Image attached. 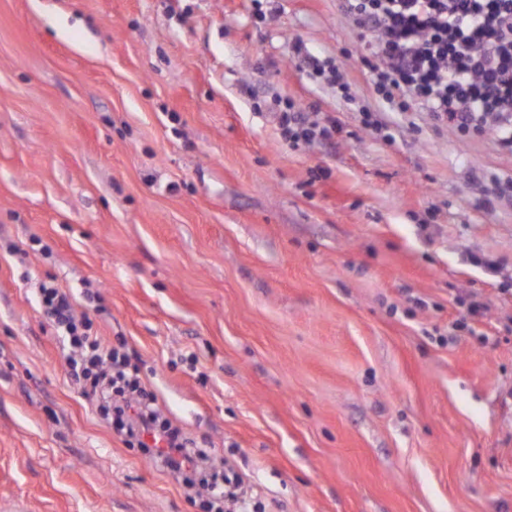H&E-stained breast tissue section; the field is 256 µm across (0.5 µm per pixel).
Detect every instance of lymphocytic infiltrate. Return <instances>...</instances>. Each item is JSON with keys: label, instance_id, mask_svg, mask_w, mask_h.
Returning a JSON list of instances; mask_svg holds the SVG:
<instances>
[{"label": "lymphocytic infiltrate", "instance_id": "lymphocytic-infiltrate-1", "mask_svg": "<svg viewBox=\"0 0 512 512\" xmlns=\"http://www.w3.org/2000/svg\"><path fill=\"white\" fill-rule=\"evenodd\" d=\"M341 8L367 39L374 85L390 109H419L466 134L493 130L512 152V0H342ZM271 108L283 143L332 144L334 120L312 118L277 97ZM38 293L68 343L76 381L89 383L100 410L126 440L147 430L163 435L164 467L186 484L219 492L206 452L163 419L128 358L87 332L74 296L51 282Z\"/></svg>", "mask_w": 512, "mask_h": 512}]
</instances>
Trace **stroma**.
I'll return each instance as SVG.
<instances>
[{"label":"stroma","instance_id":"35a3bbf8","mask_svg":"<svg viewBox=\"0 0 512 512\" xmlns=\"http://www.w3.org/2000/svg\"><path fill=\"white\" fill-rule=\"evenodd\" d=\"M366 55L339 0H0V512L209 508L71 382L50 280L249 512H512V202L478 180L512 152L388 111ZM296 53L299 67L313 80L319 83L341 84L342 73L335 63L322 60L310 52H302L299 46L296 47ZM271 108L276 115V126L280 140L293 147L319 144L327 146L333 143L336 134V121L328 118L324 121L311 117L312 112H304L294 103H284L279 97H273Z\"/></svg>","mask_w":512,"mask_h":512}]
</instances>
